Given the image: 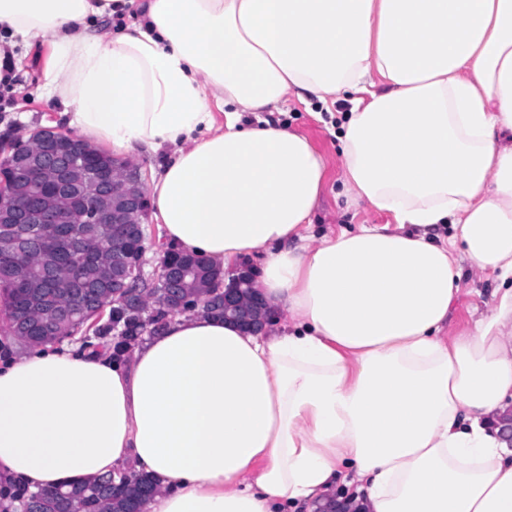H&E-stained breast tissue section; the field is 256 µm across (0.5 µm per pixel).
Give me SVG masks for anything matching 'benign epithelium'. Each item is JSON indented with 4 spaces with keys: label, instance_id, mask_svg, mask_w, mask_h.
<instances>
[{
    "label": "benign epithelium",
    "instance_id": "7a95c632",
    "mask_svg": "<svg viewBox=\"0 0 512 512\" xmlns=\"http://www.w3.org/2000/svg\"><path fill=\"white\" fill-rule=\"evenodd\" d=\"M88 143L51 127L33 132L27 139L10 142L6 162L23 172L17 186L0 185V253L10 264H0V286L24 277L33 288L58 281L59 263L45 255L52 236L63 235L62 225L73 223L72 205L83 199L71 176L74 158ZM149 201L140 168L133 162L112 163V170L99 175L96 199L80 216L89 224L88 233L69 240L70 252L88 253L98 234L100 216L108 217L113 228L112 276L100 277L103 293H112V304L140 309L144 327L152 330L171 314V302L183 288L208 283L217 299L224 301V319L248 332L265 333L272 325L271 310L254 286L252 266L244 262L231 271L208 267L187 255L174 261L165 250L152 276L144 273V263L127 260L126 238L143 234ZM57 326L59 336L68 335L71 309L41 312ZM313 512H356L349 500L337 494L317 503Z\"/></svg>",
    "mask_w": 512,
    "mask_h": 512
}]
</instances>
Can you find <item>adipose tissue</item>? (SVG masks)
Returning <instances> with one entry per match:
<instances>
[{
  "instance_id": "adipose-tissue-1",
  "label": "adipose tissue",
  "mask_w": 512,
  "mask_h": 512,
  "mask_svg": "<svg viewBox=\"0 0 512 512\" xmlns=\"http://www.w3.org/2000/svg\"><path fill=\"white\" fill-rule=\"evenodd\" d=\"M0 29L50 38L44 88L82 139L174 147L148 186L167 246L262 256L284 322L174 314L121 360L1 358L5 483L120 470L157 483L142 512H512V0H0ZM292 95L348 104L347 198L395 226L313 241L324 161L268 118ZM460 252L501 289L449 340Z\"/></svg>"
}]
</instances>
